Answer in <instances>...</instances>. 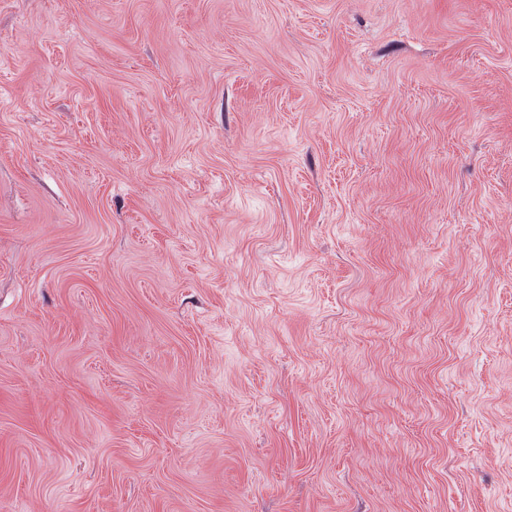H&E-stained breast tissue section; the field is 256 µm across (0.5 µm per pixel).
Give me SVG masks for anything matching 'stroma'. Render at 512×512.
<instances>
[{
  "label": "stroma",
  "instance_id": "35a3bbf8",
  "mask_svg": "<svg viewBox=\"0 0 512 512\" xmlns=\"http://www.w3.org/2000/svg\"><path fill=\"white\" fill-rule=\"evenodd\" d=\"M0 512H512V0H0Z\"/></svg>",
  "mask_w": 512,
  "mask_h": 512
}]
</instances>
